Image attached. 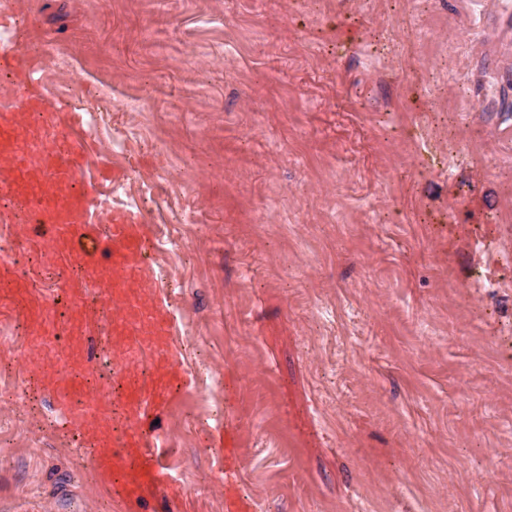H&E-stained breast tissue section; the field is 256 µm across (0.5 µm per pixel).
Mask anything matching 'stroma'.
I'll return each instance as SVG.
<instances>
[{
	"label": "stroma",
	"instance_id": "stroma-1",
	"mask_svg": "<svg viewBox=\"0 0 512 512\" xmlns=\"http://www.w3.org/2000/svg\"><path fill=\"white\" fill-rule=\"evenodd\" d=\"M8 5L146 217L177 326L114 339L106 301L69 299L95 290L74 256L20 241L0 512H225L230 488L252 512H512V0ZM117 355L188 373L144 429L173 481L135 496L91 426L58 427L102 391L123 438Z\"/></svg>",
	"mask_w": 512,
	"mask_h": 512
}]
</instances>
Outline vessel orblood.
<instances>
[{"instance_id":"b4317fda","label":"vessel or blood","mask_w":512,"mask_h":512,"mask_svg":"<svg viewBox=\"0 0 512 512\" xmlns=\"http://www.w3.org/2000/svg\"><path fill=\"white\" fill-rule=\"evenodd\" d=\"M0 72L10 81L0 87V196L17 202L23 221L49 234L53 244L73 252L96 280L98 295L110 303L112 328L118 336H170L173 309L148 315L134 300L136 289L159 287L145 258L154 240L145 231L142 215L131 208H116L99 193L97 181L116 175L101 166L95 177L85 175L87 159L96 144L69 137L67 130L79 119L75 109L64 111L62 122L55 100L42 94L30 69L27 54L15 40H0ZM109 225L101 235V225ZM106 393L88 397L75 411L80 420H99ZM152 395H134L136 409L123 439L100 437L113 471L125 485L158 488L171 475L142 438L141 423Z\"/></svg>"}]
</instances>
